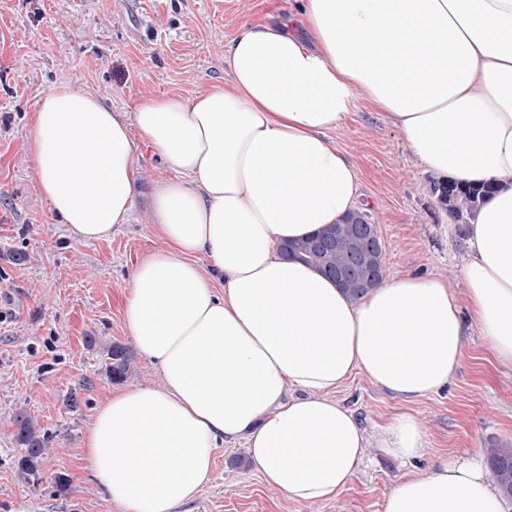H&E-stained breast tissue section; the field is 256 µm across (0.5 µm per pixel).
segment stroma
I'll return each instance as SVG.
<instances>
[{
	"label": "stroma",
	"instance_id": "35a3bbf8",
	"mask_svg": "<svg viewBox=\"0 0 512 512\" xmlns=\"http://www.w3.org/2000/svg\"><path fill=\"white\" fill-rule=\"evenodd\" d=\"M296 0H0V512H119L93 478L83 440L99 403L122 384L160 376L133 353L124 382L111 380L87 337L131 345L123 318L133 273L161 242L147 221L164 163L135 139L142 185L129 223L106 241L80 243L59 224L30 176L25 133L39 98L58 83L98 94L118 112L145 96L191 97L227 75L224 54L241 26L277 19ZM332 142L361 173L360 208L384 242L387 273L430 272L466 302L467 236L431 196L429 174L400 133L356 100ZM25 261H16V254ZM78 392L80 406L64 399ZM370 440L368 462L333 500L303 504L268 488L244 443L225 442L199 496L176 512H383L401 470L378 447L394 414L424 425L428 447L415 463L512 447V366L500 364L477 331L465 339L448 386L406 403L354 375L336 394ZM52 434L41 480L17 474V412ZM69 485L59 490L56 475Z\"/></svg>",
	"mask_w": 512,
	"mask_h": 512
}]
</instances>
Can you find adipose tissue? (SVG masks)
Listing matches in <instances>:
<instances>
[{
	"instance_id": "ef3b65f1",
	"label": "adipose tissue",
	"mask_w": 512,
	"mask_h": 512,
	"mask_svg": "<svg viewBox=\"0 0 512 512\" xmlns=\"http://www.w3.org/2000/svg\"><path fill=\"white\" fill-rule=\"evenodd\" d=\"M298 2L297 19L243 26L224 82L192 98L116 112L61 83L31 115L32 178L75 241L128 223L135 138L172 172L148 209L164 246L137 266L124 308L161 382L111 393L84 437L121 512L195 499L227 439L244 440L288 500H333L369 446L334 397L353 374L407 402L426 397L454 376L472 327L512 364V0ZM358 98L426 172L493 185L469 226L467 309L429 273L385 277L354 299L282 257L284 241L357 208V171L328 134ZM383 435L404 468L384 512H512L480 452L423 475L411 469L423 424L400 412Z\"/></svg>"
}]
</instances>
